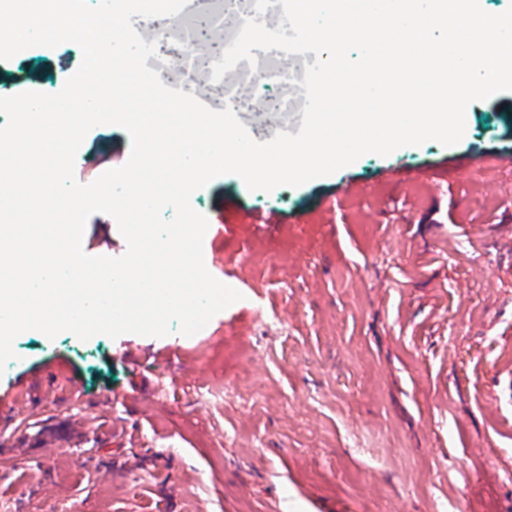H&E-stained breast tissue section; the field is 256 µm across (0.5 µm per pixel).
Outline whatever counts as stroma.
Here are the masks:
<instances>
[{
	"label": "stroma",
	"instance_id": "35a3bbf8",
	"mask_svg": "<svg viewBox=\"0 0 512 512\" xmlns=\"http://www.w3.org/2000/svg\"><path fill=\"white\" fill-rule=\"evenodd\" d=\"M79 46L0 62L55 93ZM512 92L471 103L460 143L361 156L297 187L224 174L192 207L242 298L164 338L30 331L0 373V504L13 512H512ZM97 126L77 180L123 166ZM281 222L263 224L269 212ZM82 248L122 256L92 215ZM40 379L38 394L25 391ZM219 384L224 397L202 394Z\"/></svg>",
	"mask_w": 512,
	"mask_h": 512
}]
</instances>
